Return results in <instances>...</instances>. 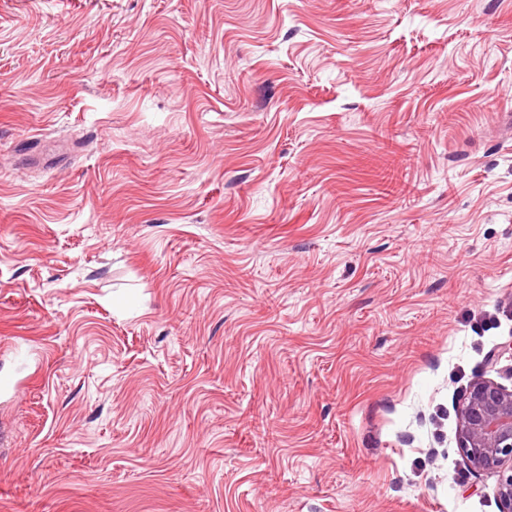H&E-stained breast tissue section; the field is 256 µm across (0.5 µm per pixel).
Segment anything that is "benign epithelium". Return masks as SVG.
Wrapping results in <instances>:
<instances>
[{
	"mask_svg": "<svg viewBox=\"0 0 512 512\" xmlns=\"http://www.w3.org/2000/svg\"><path fill=\"white\" fill-rule=\"evenodd\" d=\"M459 449L477 472L497 476L500 512H512V390L477 380L462 407Z\"/></svg>",
	"mask_w": 512,
	"mask_h": 512,
	"instance_id": "obj_1",
	"label": "benign epithelium"
}]
</instances>
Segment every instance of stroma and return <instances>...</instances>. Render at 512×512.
I'll return each mask as SVG.
<instances>
[{
	"instance_id": "35a3bbf8",
	"label": "stroma",
	"mask_w": 512,
	"mask_h": 512,
	"mask_svg": "<svg viewBox=\"0 0 512 512\" xmlns=\"http://www.w3.org/2000/svg\"><path fill=\"white\" fill-rule=\"evenodd\" d=\"M0 512H498L512 0H0ZM459 449L477 472L497 476L499 512H512V390L478 379L462 407Z\"/></svg>"
}]
</instances>
